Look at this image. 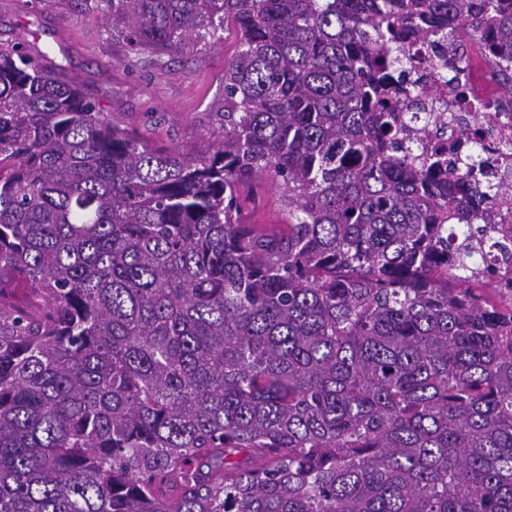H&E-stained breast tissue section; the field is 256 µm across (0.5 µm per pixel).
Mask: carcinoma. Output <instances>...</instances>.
Instances as JSON below:
<instances>
[{"label": "carcinoma", "instance_id": "cac0c4a2", "mask_svg": "<svg viewBox=\"0 0 512 512\" xmlns=\"http://www.w3.org/2000/svg\"><path fill=\"white\" fill-rule=\"evenodd\" d=\"M134 53L236 28L188 155L0 44V512H512V310L479 132L406 51L512 61V0H106ZM279 184L282 224L239 187ZM491 272L489 278L502 288L500 300L512 309V260H505L497 253V247L491 249ZM503 288H506L505 290Z\"/></svg>", "mask_w": 512, "mask_h": 512}]
</instances>
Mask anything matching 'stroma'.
Segmentation results:
<instances>
[{
  "instance_id": "obj_1",
  "label": "stroma",
  "mask_w": 512,
  "mask_h": 512,
  "mask_svg": "<svg viewBox=\"0 0 512 512\" xmlns=\"http://www.w3.org/2000/svg\"><path fill=\"white\" fill-rule=\"evenodd\" d=\"M26 51L79 87L112 124L158 147L192 154L214 142L224 111V68L237 51L235 30L205 48L159 56L131 54L112 35L105 0H0V43ZM243 212L277 224L280 191L272 179L241 190Z\"/></svg>"
}]
</instances>
